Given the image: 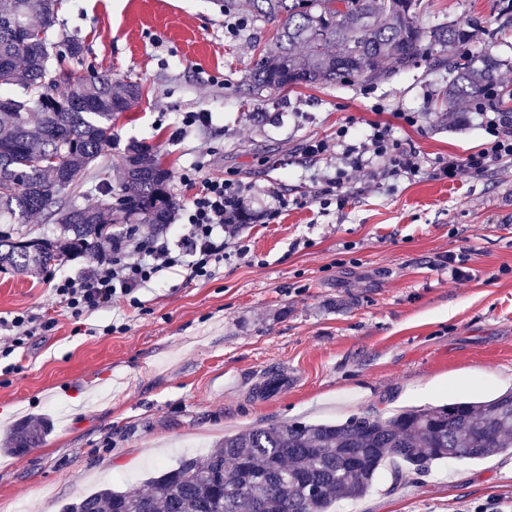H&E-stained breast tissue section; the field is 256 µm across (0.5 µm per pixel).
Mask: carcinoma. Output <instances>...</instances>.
<instances>
[{
	"instance_id": "1",
	"label": "carcinoma",
	"mask_w": 512,
	"mask_h": 512,
	"mask_svg": "<svg viewBox=\"0 0 512 512\" xmlns=\"http://www.w3.org/2000/svg\"><path fill=\"white\" fill-rule=\"evenodd\" d=\"M61 0H0V269L32 277L73 252L112 240V227L159 229L179 207L172 171L149 147L131 142L120 155L125 183L107 185L105 149L112 119L141 96L133 82L75 75L82 41L57 28ZM250 0L253 15L281 19L276 42L252 63L255 90L292 85L380 81L423 57L448 70V111L474 99L496 79L498 63L476 69L448 49L482 31L476 20L424 28L421 0ZM40 120L31 124V113ZM96 168L99 195L69 200L79 172ZM45 213L54 231L31 237L28 218ZM50 431L42 418L18 425L7 453L36 447ZM512 448V391L485 401L401 411L390 417L354 415L343 423L293 422L227 436L203 457L135 485L80 495L60 512H330L341 500L364 497L379 470L392 488L402 466L425 472L439 460H473Z\"/></svg>"
}]
</instances>
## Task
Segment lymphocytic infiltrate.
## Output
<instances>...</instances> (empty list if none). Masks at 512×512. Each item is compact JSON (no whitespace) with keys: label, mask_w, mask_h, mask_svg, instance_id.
Masks as SVG:
<instances>
[{"label":"lymphocytic infiltrate","mask_w":512,"mask_h":512,"mask_svg":"<svg viewBox=\"0 0 512 512\" xmlns=\"http://www.w3.org/2000/svg\"><path fill=\"white\" fill-rule=\"evenodd\" d=\"M468 110L485 126L491 140L478 152L442 163L438 168L440 177L453 180L512 160V118L477 101L469 102ZM372 159L376 160L380 175L386 178H409L420 171L415 151L401 146L389 124L376 122L364 141L346 147L344 165L337 168L335 177L329 181L326 195L344 203L343 188L352 172L365 168ZM182 181L194 187L195 192L180 214L175 240L160 235L145 237L139 227H132L111 250L95 252L93 264L84 271L55 281L53 292L73 317H81L115 297L138 306L139 292L163 270L185 264L195 277L208 278L223 264L227 257L224 233L239 224L251 188L231 179L200 181L192 172L184 173Z\"/></svg>","instance_id":"lymphocytic-infiltrate-1"}]
</instances>
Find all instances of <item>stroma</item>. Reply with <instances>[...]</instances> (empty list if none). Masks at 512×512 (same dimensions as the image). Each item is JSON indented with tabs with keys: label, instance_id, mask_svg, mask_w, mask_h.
Segmentation results:
<instances>
[{
	"label": "stroma",
	"instance_id": "1",
	"mask_svg": "<svg viewBox=\"0 0 512 512\" xmlns=\"http://www.w3.org/2000/svg\"><path fill=\"white\" fill-rule=\"evenodd\" d=\"M479 19L469 48L499 63L512 113V26L498 0H422L429 28ZM67 31L86 45L80 76L138 83L142 97L112 122L113 153L146 144L188 203V169L252 187L230 247L245 245L208 279L181 266L142 290L143 308L116 298L73 318L51 280L90 253L33 278L0 272V320H54L0 370V512H59L102 482L143 485L176 465L183 445L206 453L224 435L298 419L342 422L512 390V167L457 180L436 170L482 149L488 132L447 113L448 73L421 61L385 81L254 91L252 59L277 23L249 0H64ZM189 112L207 124L184 128ZM410 113L415 124L400 120ZM392 125L421 172L376 184L356 173L343 205L319 191L339 165L309 155L318 140H364ZM277 211L267 220L266 211ZM467 254V278L444 262ZM47 417L38 447L4 452L23 419ZM350 512H512V450L436 462L391 488L380 472Z\"/></svg>",
	"mask_w": 512,
	"mask_h": 512
}]
</instances>
